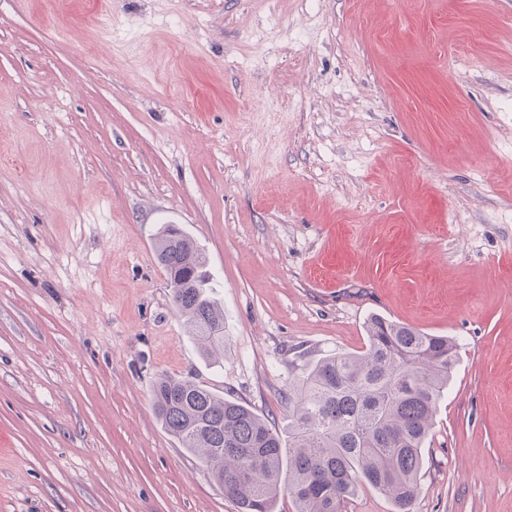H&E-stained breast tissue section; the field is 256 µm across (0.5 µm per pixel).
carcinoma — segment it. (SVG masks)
<instances>
[{
    "label": "carcinoma",
    "mask_w": 512,
    "mask_h": 512,
    "mask_svg": "<svg viewBox=\"0 0 512 512\" xmlns=\"http://www.w3.org/2000/svg\"><path fill=\"white\" fill-rule=\"evenodd\" d=\"M172 302L204 354L224 347V307L211 296L206 254L176 224L154 242ZM364 352L327 354L288 387V442L248 404L194 378L152 388L164 429L213 469L239 512H276L283 463L296 512H348L361 486L410 512L421 450L456 366V341L373 316Z\"/></svg>",
    "instance_id": "carcinoma-1"
}]
</instances>
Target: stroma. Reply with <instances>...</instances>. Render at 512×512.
<instances>
[{
  "label": "stroma",
  "mask_w": 512,
  "mask_h": 512,
  "mask_svg": "<svg viewBox=\"0 0 512 512\" xmlns=\"http://www.w3.org/2000/svg\"><path fill=\"white\" fill-rule=\"evenodd\" d=\"M0 112V512H238L155 379L284 433L374 315L459 344L411 512H512V0H0ZM154 249L167 272L173 306L193 330L202 352L207 356L224 348V307L210 295L213 275L206 254L176 224L161 225Z\"/></svg>",
  "instance_id": "1"
}]
</instances>
